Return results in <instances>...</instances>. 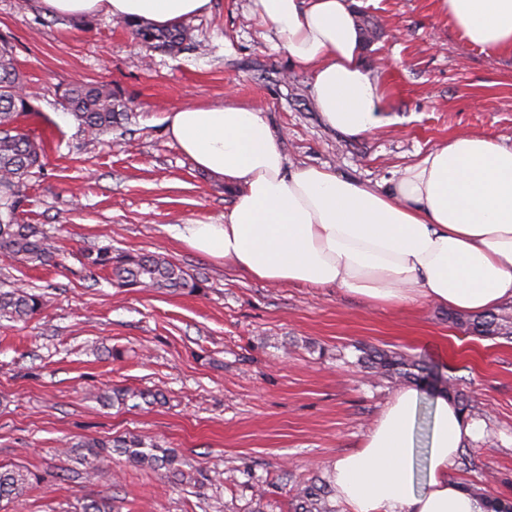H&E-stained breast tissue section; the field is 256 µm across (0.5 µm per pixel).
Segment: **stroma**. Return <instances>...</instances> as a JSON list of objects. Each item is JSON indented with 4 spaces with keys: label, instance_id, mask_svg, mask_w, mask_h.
I'll return each instance as SVG.
<instances>
[{
    "label": "stroma",
    "instance_id": "35a3bbf8",
    "mask_svg": "<svg viewBox=\"0 0 512 512\" xmlns=\"http://www.w3.org/2000/svg\"><path fill=\"white\" fill-rule=\"evenodd\" d=\"M374 19L362 59L384 81L391 122L350 137L317 112L307 73L274 48L251 0H211L189 18L191 45L145 49L124 22L49 15L42 0H0V39L13 47L40 110L23 126L46 166L20 217L52 235L56 263L0 256V289L48 295L28 322L0 320V466L39 477L8 512H75L111 499L115 512H294L301 490L328 485L337 457L362 447L405 382L372 375L363 353L392 350L469 396L475 436L449 475L512 497V343L468 332L466 313L417 301L377 308L339 288L253 279L188 249L184 225L220 224L234 194L198 170L166 132L167 112L232 102L263 110L290 164L388 184L464 134L512 146V53L467 42L440 0H352ZM74 83L108 84L131 117L87 140L59 105ZM160 253L199 278L197 293L122 288L87 250ZM163 393L165 403L102 405L98 392ZM134 433L174 449L177 482L123 462L97 471L61 452L82 437Z\"/></svg>",
    "mask_w": 512,
    "mask_h": 512
}]
</instances>
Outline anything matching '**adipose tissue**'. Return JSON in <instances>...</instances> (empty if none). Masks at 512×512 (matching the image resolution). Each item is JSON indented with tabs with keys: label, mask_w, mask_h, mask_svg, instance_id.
<instances>
[{
	"label": "adipose tissue",
	"mask_w": 512,
	"mask_h": 512,
	"mask_svg": "<svg viewBox=\"0 0 512 512\" xmlns=\"http://www.w3.org/2000/svg\"><path fill=\"white\" fill-rule=\"evenodd\" d=\"M211 0H43L79 21L102 12L160 26L200 14ZM470 43L512 52V0H441ZM275 48L311 77L324 123L349 136L388 124L385 90L361 60L348 0H252ZM167 133L200 170L235 191L220 224L185 225L197 254L233 262L253 278L332 286L380 308L418 300L458 312L512 303V147L464 135L406 167L387 187L326 167H288L261 110L185 106ZM421 394L398 391L361 448L338 457L331 482L345 512H486L449 476L477 425L439 393L420 441Z\"/></svg>",
	"instance_id": "obj_1"
}]
</instances>
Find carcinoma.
Listing matches in <instances>:
<instances>
[{
    "label": "carcinoma",
    "mask_w": 512,
    "mask_h": 512,
    "mask_svg": "<svg viewBox=\"0 0 512 512\" xmlns=\"http://www.w3.org/2000/svg\"><path fill=\"white\" fill-rule=\"evenodd\" d=\"M138 41L154 49L180 50L188 40V31L181 23L158 28L150 21L133 27ZM23 78L17 68L12 50L0 41V254L18 263L50 265L58 249L36 224H26L19 218L25 201L28 181L44 167L45 150L21 127V121L36 116L39 111L29 96L22 92ZM59 104L69 111L82 131L93 139L112 132V128L129 119L127 106L112 93V87L100 84H75L60 95ZM87 265L107 268L128 288L189 290L201 288L200 281L180 266L159 254H113L112 246L103 245L88 252ZM45 295L22 288L0 290V318L25 321L40 313L47 305ZM469 331L492 339L512 340V317L490 313L469 323ZM373 372L384 378L419 382L431 372L423 362L402 353L375 350L371 354ZM152 398L162 402L159 395L113 388L99 394L106 404L125 405L136 398ZM113 448L126 460L141 468L162 469L175 477H185L176 466L177 455L154 441L138 435L118 436L110 440H78L64 450L74 462L94 469L112 461V454L101 449ZM36 475L17 468L0 467V501L19 498L32 484ZM299 512H333L323 490L312 484L304 488Z\"/></svg>",
    "instance_id": "cac0c4a2"
}]
</instances>
